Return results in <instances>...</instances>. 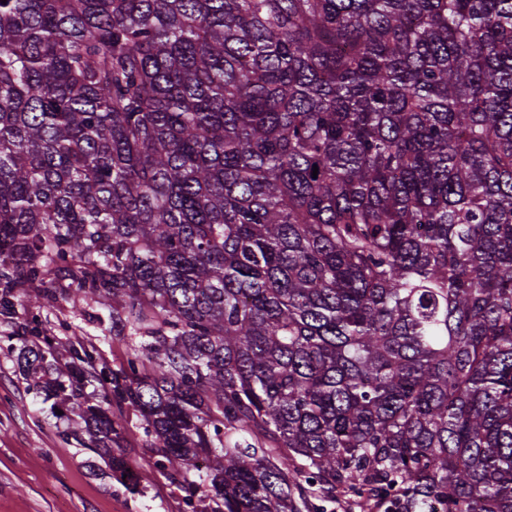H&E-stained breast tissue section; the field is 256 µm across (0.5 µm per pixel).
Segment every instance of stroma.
Returning <instances> with one entry per match:
<instances>
[{
	"label": "stroma",
	"mask_w": 512,
	"mask_h": 512,
	"mask_svg": "<svg viewBox=\"0 0 512 512\" xmlns=\"http://www.w3.org/2000/svg\"><path fill=\"white\" fill-rule=\"evenodd\" d=\"M97 311L71 297L0 316V512H189L185 482H170L157 468L138 412L127 407L115 416L138 478L132 494L98 475L96 455L75 440L83 421L68 411L55 415L50 404L26 391L16 372L8 338L17 323L32 318L61 338L92 341L110 367L122 365L128 348L109 339L106 325L95 319Z\"/></svg>",
	"instance_id": "35a3bbf8"
}]
</instances>
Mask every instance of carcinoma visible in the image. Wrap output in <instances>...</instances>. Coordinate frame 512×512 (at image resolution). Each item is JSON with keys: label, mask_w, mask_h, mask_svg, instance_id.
I'll return each instance as SVG.
<instances>
[{"label": "carcinoma", "mask_w": 512, "mask_h": 512, "mask_svg": "<svg viewBox=\"0 0 512 512\" xmlns=\"http://www.w3.org/2000/svg\"><path fill=\"white\" fill-rule=\"evenodd\" d=\"M317 177H312L313 167ZM26 390L192 512H512V0L0 3V316Z\"/></svg>", "instance_id": "1"}]
</instances>
